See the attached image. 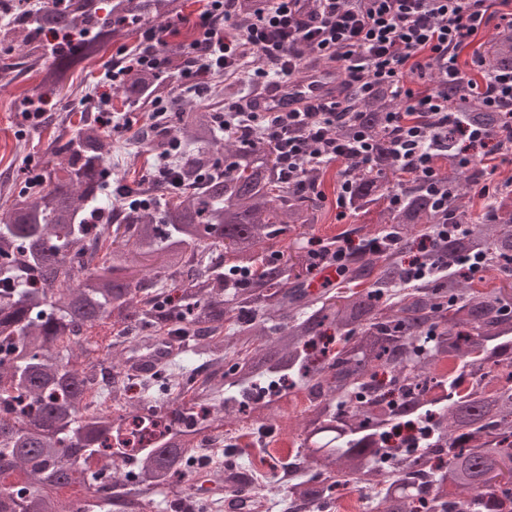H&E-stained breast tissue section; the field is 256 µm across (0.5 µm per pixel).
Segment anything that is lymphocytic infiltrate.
<instances>
[{
  "mask_svg": "<svg viewBox=\"0 0 512 512\" xmlns=\"http://www.w3.org/2000/svg\"><path fill=\"white\" fill-rule=\"evenodd\" d=\"M267 7L246 29V43L267 61L254 71V83L286 79L301 72L305 53L334 61L347 83L370 96L389 89L402 103L386 113L390 155L400 172L411 174L447 205L448 190L438 167L450 151L454 167L471 165L472 150L482 148L512 163V115L495 136L463 122L448 104L449 84L464 80L458 58L489 20L487 0H265ZM237 0H208L197 23V36L178 67L184 84L236 72L241 42L228 37L236 27ZM162 31L150 28L136 53L114 63L107 79L120 86L130 69L163 70L170 61ZM339 101L303 112H249L243 131L261 129L273 149L283 184L304 189L308 168L333 161L370 168L375 145L365 131L337 133L347 119ZM452 227L437 224L407 263L409 277L420 279L451 267L437 250Z\"/></svg>",
  "mask_w": 512,
  "mask_h": 512,
  "instance_id": "f902f5d3",
  "label": "lymphocytic infiltrate"
}]
</instances>
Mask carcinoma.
<instances>
[{
    "instance_id": "carcinoma-1",
    "label": "carcinoma",
    "mask_w": 512,
    "mask_h": 512,
    "mask_svg": "<svg viewBox=\"0 0 512 512\" xmlns=\"http://www.w3.org/2000/svg\"><path fill=\"white\" fill-rule=\"evenodd\" d=\"M178 0H48L36 8L10 0L0 15V49L21 53V65L40 67V81L22 102L44 89L70 91V75L96 58L109 37H124L144 21L178 14ZM64 37L52 61L39 32ZM486 65L512 67V29L500 25L485 42ZM473 79L448 86V104L468 123L496 134L504 112H488ZM243 90L236 78L210 88V103L186 104L176 115L185 153L172 165L177 191L114 172L112 203L99 206L107 182L106 137L82 113L76 133L51 140L38 170L0 184V512H140L143 503L168 512L192 497L199 470L193 459L199 430L187 403L210 415L222 434L226 419L263 428L280 403L238 405L230 387L286 369L307 392L294 476L285 497L304 512L340 488L368 491L371 512H512V386L483 384L471 398L438 413L437 440L392 454L380 446L386 419L427 412L442 358L478 373L482 352L512 367V177L475 210L468 192L483 182L477 164L444 174L448 211H440L417 179H396L381 113L398 109L382 90L363 97L343 86L347 111L377 146L374 167L339 172L351 182V215L365 216L398 191L403 204L378 211L370 239L381 249L353 253L339 282L308 287L307 255L273 249L284 228L318 223L322 196L289 191L276 158L255 131L248 138L220 126L224 101ZM118 93L129 106L153 111L168 97L160 74H126ZM161 128L138 134L135 155L149 165L170 151ZM147 197L150 207L138 200ZM467 230L442 253H477L484 276L500 282L478 288L451 268L409 281L402 254L443 220ZM118 332L102 344L101 327ZM132 327L149 328L124 339ZM60 336H82L60 358ZM162 343L175 353L146 373L137 355ZM102 357L77 368L75 349ZM196 366L189 368L186 359ZM142 386L126 397L130 380ZM101 385L112 411L79 415L84 391ZM169 416L167 435L135 458L112 447V435L146 408Z\"/></svg>"
}]
</instances>
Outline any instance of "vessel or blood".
<instances>
[{
  "mask_svg": "<svg viewBox=\"0 0 512 512\" xmlns=\"http://www.w3.org/2000/svg\"><path fill=\"white\" fill-rule=\"evenodd\" d=\"M342 81L334 69L325 64L308 66L300 77L278 80L260 89L247 100L248 108L257 112H298L319 100L339 97ZM253 498L241 491L237 472L230 471L224 480L225 512H254Z\"/></svg>",
  "mask_w": 512,
  "mask_h": 512,
  "instance_id": "obj_1",
  "label": "vessel or blood"
}]
</instances>
